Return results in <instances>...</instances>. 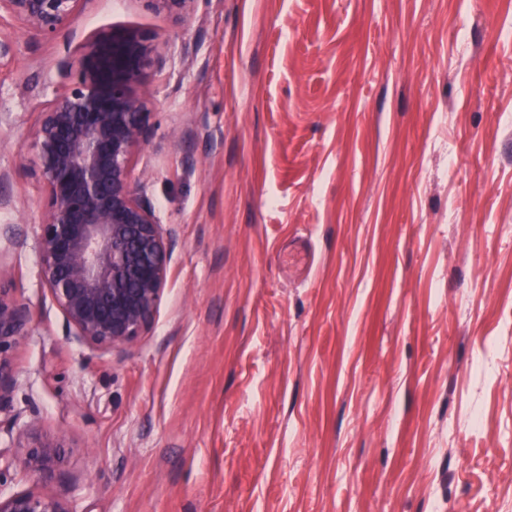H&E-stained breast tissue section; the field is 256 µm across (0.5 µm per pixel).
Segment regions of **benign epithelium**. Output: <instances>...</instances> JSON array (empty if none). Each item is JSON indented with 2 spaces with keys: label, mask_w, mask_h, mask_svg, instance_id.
Here are the masks:
<instances>
[{
  "label": "benign epithelium",
  "mask_w": 512,
  "mask_h": 512,
  "mask_svg": "<svg viewBox=\"0 0 512 512\" xmlns=\"http://www.w3.org/2000/svg\"><path fill=\"white\" fill-rule=\"evenodd\" d=\"M83 0H0V22L33 37L68 33ZM157 13L190 18L200 0H143ZM157 37L107 27L78 43L39 111L29 158L45 187L38 225L40 278L68 327L90 347H124L151 327L165 290L170 232L146 196L150 173L133 157L151 131L149 73ZM26 304L0 286V401L15 381L12 353L28 336ZM20 458L0 452V479L14 470L43 484L62 464L68 436L34 423L16 434ZM0 512H75L51 495H0Z\"/></svg>",
  "instance_id": "1"
}]
</instances>
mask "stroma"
Wrapping results in <instances>:
<instances>
[{"mask_svg":"<svg viewBox=\"0 0 512 512\" xmlns=\"http://www.w3.org/2000/svg\"><path fill=\"white\" fill-rule=\"evenodd\" d=\"M155 33L135 155L171 237L152 326L94 349L39 278L25 164L60 62L100 27ZM0 68V448L65 432L77 512H512V0H84ZM146 6L157 13L166 14L175 20L190 18L200 0H143ZM32 318L25 303L9 293L0 282V405L15 381L12 353L29 336Z\"/></svg>","mask_w":512,"mask_h":512,"instance_id":"obj_1","label":"stroma"}]
</instances>
